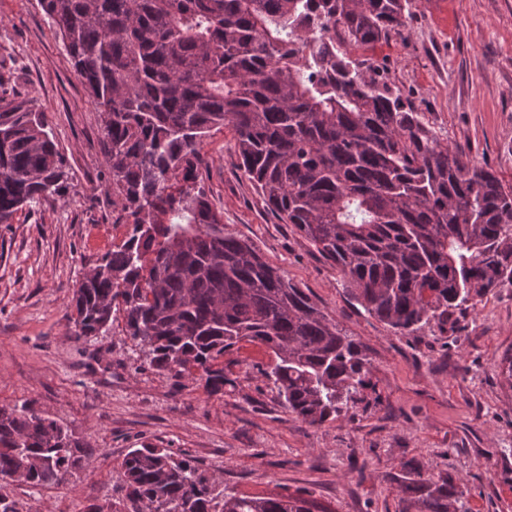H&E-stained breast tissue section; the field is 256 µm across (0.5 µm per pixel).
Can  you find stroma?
I'll use <instances>...</instances> for the list:
<instances>
[{
    "mask_svg": "<svg viewBox=\"0 0 512 512\" xmlns=\"http://www.w3.org/2000/svg\"><path fill=\"white\" fill-rule=\"evenodd\" d=\"M409 11L374 55L382 76L443 144L512 186V0H411ZM0 94L44 113L68 172L63 197L0 224V406L31 403L91 452L64 482L12 483L24 512H85L115 494L124 456L146 445L193 460L217 489L300 494L315 512H404L408 462L448 474L469 512H512L511 284L444 328L396 333L267 208L238 167L231 132L211 131L198 179L225 232L303 288L372 371L360 401L319 425L268 387L275 357L261 345L226 353L224 389L208 392L192 376L143 367L122 319L102 336L74 334V288L130 226L112 203L100 109L39 0H0Z\"/></svg>",
    "mask_w": 512,
    "mask_h": 512,
    "instance_id": "35a3bbf8",
    "label": "stroma"
}]
</instances>
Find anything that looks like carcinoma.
Wrapping results in <instances>:
<instances>
[{
	"label": "carcinoma",
	"mask_w": 512,
	"mask_h": 512,
	"mask_svg": "<svg viewBox=\"0 0 512 512\" xmlns=\"http://www.w3.org/2000/svg\"><path fill=\"white\" fill-rule=\"evenodd\" d=\"M101 108L112 198L131 233L71 298L75 336L116 313L156 370L224 389L220 359L241 342L275 355L264 372L288 412L316 425L369 384L371 365L305 291L248 241L224 232L197 185L201 144L235 133L238 167L294 225L369 315L401 334L512 283V188L466 159L379 75L373 50L401 33L409 0H40ZM44 113L0 97V224L66 189ZM89 457L51 417L0 407V512H21L10 477L42 487ZM122 497L86 512H310L297 494L221 495L198 466L132 448ZM417 512H467L443 476L408 463Z\"/></svg>",
	"instance_id": "obj_1"
}]
</instances>
